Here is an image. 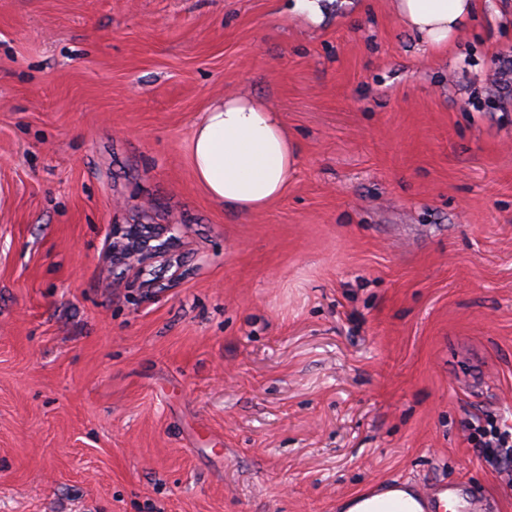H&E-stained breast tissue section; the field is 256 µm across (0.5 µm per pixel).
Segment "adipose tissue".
<instances>
[{"instance_id":"ef3b65f1","label":"adipose tissue","mask_w":512,"mask_h":512,"mask_svg":"<svg viewBox=\"0 0 512 512\" xmlns=\"http://www.w3.org/2000/svg\"><path fill=\"white\" fill-rule=\"evenodd\" d=\"M395 8L408 30L444 47L470 16L473 0H396ZM190 153L206 193L227 208L249 213L283 195L299 148L261 98L231 94L205 109L193 128Z\"/></svg>"}]
</instances>
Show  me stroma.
Returning a JSON list of instances; mask_svg holds the SVG:
<instances>
[{"instance_id":"1","label":"stroma","mask_w":512,"mask_h":512,"mask_svg":"<svg viewBox=\"0 0 512 512\" xmlns=\"http://www.w3.org/2000/svg\"><path fill=\"white\" fill-rule=\"evenodd\" d=\"M0 0V512H512V0L448 51L395 0ZM300 146L239 214L192 169L209 101ZM116 224L178 241L142 273ZM473 441L481 455L501 472L512 466V425L504 420L485 419L475 424ZM375 503L381 506L383 512H422L423 507L416 496L408 489L394 488L373 494L370 500L359 502L356 499L348 503L343 510L348 512H366L368 505Z\"/></svg>"}]
</instances>
